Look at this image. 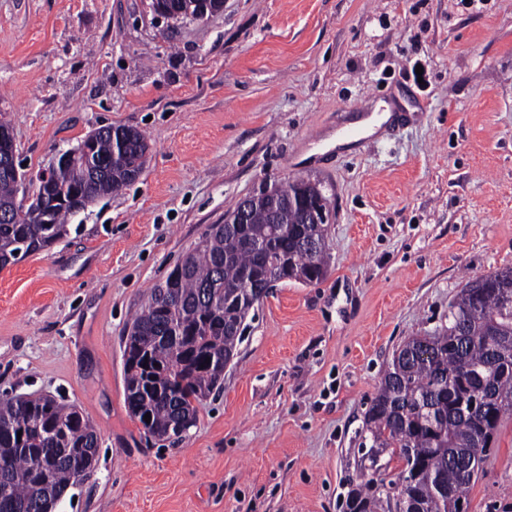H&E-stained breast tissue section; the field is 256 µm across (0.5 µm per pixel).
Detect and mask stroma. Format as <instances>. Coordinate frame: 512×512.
<instances>
[{
  "mask_svg": "<svg viewBox=\"0 0 512 512\" xmlns=\"http://www.w3.org/2000/svg\"><path fill=\"white\" fill-rule=\"evenodd\" d=\"M360 103L400 116L363 139ZM1 118L27 200L97 129L149 143L139 180L0 270V396L64 398L100 436L54 512H343L394 350L512 267V0H224L178 20L151 0H0ZM297 177L330 201L326 277L270 288L186 437H145L132 317L209 225ZM470 512H512V415Z\"/></svg>",
  "mask_w": 512,
  "mask_h": 512,
  "instance_id": "1",
  "label": "stroma"
}]
</instances>
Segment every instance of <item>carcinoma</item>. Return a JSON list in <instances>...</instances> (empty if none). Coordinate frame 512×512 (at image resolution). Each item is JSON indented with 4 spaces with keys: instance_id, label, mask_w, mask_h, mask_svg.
Segmentation results:
<instances>
[{
    "instance_id": "obj_1",
    "label": "carcinoma",
    "mask_w": 512,
    "mask_h": 512,
    "mask_svg": "<svg viewBox=\"0 0 512 512\" xmlns=\"http://www.w3.org/2000/svg\"><path fill=\"white\" fill-rule=\"evenodd\" d=\"M182 16L216 14L224 0H176ZM16 151L0 121V160ZM149 152L133 127L89 134L38 187L29 206L21 178L0 168V269L17 253L49 249L66 219L143 173ZM318 186L298 179L277 196L263 193L247 224H212L181 266L151 292L123 346L125 398L144 435L179 439L198 405L221 388L245 320L272 279L308 284L327 273V228L303 223L304 200ZM150 421H145V414ZM512 413V267L468 282L448 307V325L412 337L394 353L365 414L373 447L401 462L391 479L373 476L351 490L344 512H457ZM22 435H17V432ZM99 434L74 405L54 397H0V512L53 509L89 476Z\"/></svg>"
}]
</instances>
